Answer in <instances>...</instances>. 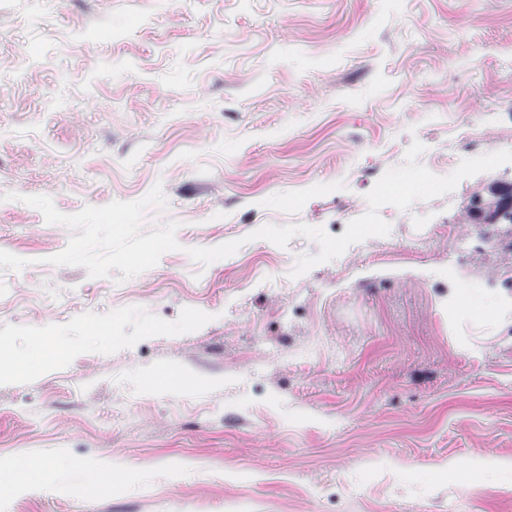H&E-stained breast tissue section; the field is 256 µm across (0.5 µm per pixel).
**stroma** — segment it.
Segmentation results:
<instances>
[{
	"instance_id": "obj_1",
	"label": "stroma",
	"mask_w": 512,
	"mask_h": 512,
	"mask_svg": "<svg viewBox=\"0 0 512 512\" xmlns=\"http://www.w3.org/2000/svg\"><path fill=\"white\" fill-rule=\"evenodd\" d=\"M512 0H0V512H512V272L465 208L505 164L291 278L403 164L512 137ZM162 185L180 250L129 279L53 266L74 214ZM486 239L466 263L454 241ZM241 240L202 265L186 253ZM50 351L25 369L36 340ZM502 461L469 488L444 464ZM44 468L37 459L26 458L18 464L0 466V491L13 494L39 483Z\"/></svg>"
}]
</instances>
